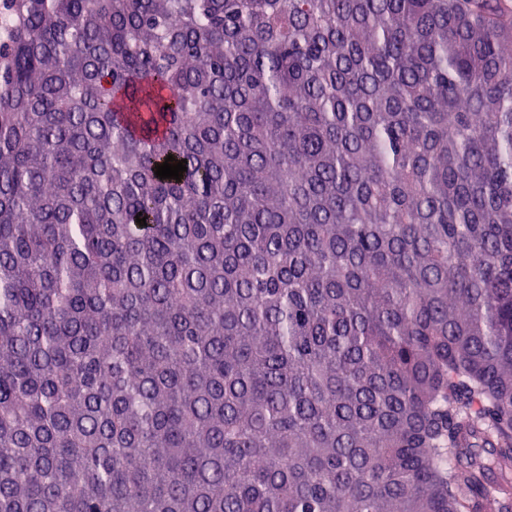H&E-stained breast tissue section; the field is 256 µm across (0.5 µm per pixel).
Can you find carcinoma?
Here are the masks:
<instances>
[{
    "mask_svg": "<svg viewBox=\"0 0 512 512\" xmlns=\"http://www.w3.org/2000/svg\"><path fill=\"white\" fill-rule=\"evenodd\" d=\"M10 2L0 512H512V0Z\"/></svg>",
    "mask_w": 512,
    "mask_h": 512,
    "instance_id": "carcinoma-1",
    "label": "carcinoma"
}]
</instances>
